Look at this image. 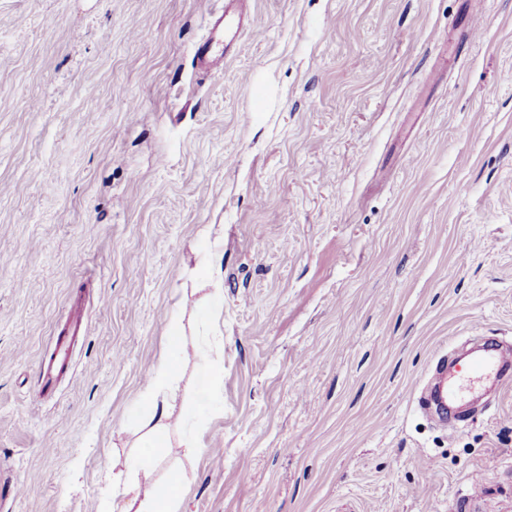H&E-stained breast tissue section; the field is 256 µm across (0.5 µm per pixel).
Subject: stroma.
I'll return each instance as SVG.
<instances>
[{"instance_id": "35a3bbf8", "label": "stroma", "mask_w": 512, "mask_h": 512, "mask_svg": "<svg viewBox=\"0 0 512 512\" xmlns=\"http://www.w3.org/2000/svg\"><path fill=\"white\" fill-rule=\"evenodd\" d=\"M212 3L0 0L7 512H112L173 337L224 359L165 391L181 512H512V387L452 434L419 406L439 356L512 341V0H251L204 74ZM221 259L222 255L215 251L211 253L208 258L197 267L199 275L213 287L211 288L210 293L207 295L205 303L209 321L213 318L214 312L218 307L222 297V288L219 282L214 278L215 267L220 263ZM70 366L69 340L67 336H58L55 346L54 358L44 362L39 370L40 391H50L56 381L64 375ZM194 357L198 360V372L196 385L202 394L209 393L213 382L220 378L224 371L223 357L213 356L199 350H193Z\"/></svg>"}]
</instances>
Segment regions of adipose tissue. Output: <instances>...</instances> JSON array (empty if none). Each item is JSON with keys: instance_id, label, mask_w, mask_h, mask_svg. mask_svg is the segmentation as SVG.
Returning a JSON list of instances; mask_svg holds the SVG:
<instances>
[{"instance_id": "adipose-tissue-1", "label": "adipose tissue", "mask_w": 512, "mask_h": 512, "mask_svg": "<svg viewBox=\"0 0 512 512\" xmlns=\"http://www.w3.org/2000/svg\"><path fill=\"white\" fill-rule=\"evenodd\" d=\"M176 369V362L169 356H161L150 371L151 389L147 394L153 405L149 417L150 429L142 443V450L133 463L129 483L116 491L120 502L114 512H180V478L163 482L154 475L153 462L160 450L167 445L171 407L162 393Z\"/></svg>"}]
</instances>
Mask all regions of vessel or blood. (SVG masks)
Wrapping results in <instances>:
<instances>
[{
	"label": "vessel or blood",
	"instance_id": "1",
	"mask_svg": "<svg viewBox=\"0 0 512 512\" xmlns=\"http://www.w3.org/2000/svg\"><path fill=\"white\" fill-rule=\"evenodd\" d=\"M244 26V18L237 9L225 8L213 24L211 31L195 51L200 69L209 71L222 65L224 52L221 45L226 37ZM67 333L58 337L53 358L41 365L39 382L41 391H50L69 366V335L84 334L86 323L82 307H73ZM512 383V345L494 341L471 358L458 360L454 365L437 363L425 386L427 395L424 410L435 411L439 422L448 430L459 427L455 411L493 385Z\"/></svg>",
	"mask_w": 512,
	"mask_h": 512
}]
</instances>
